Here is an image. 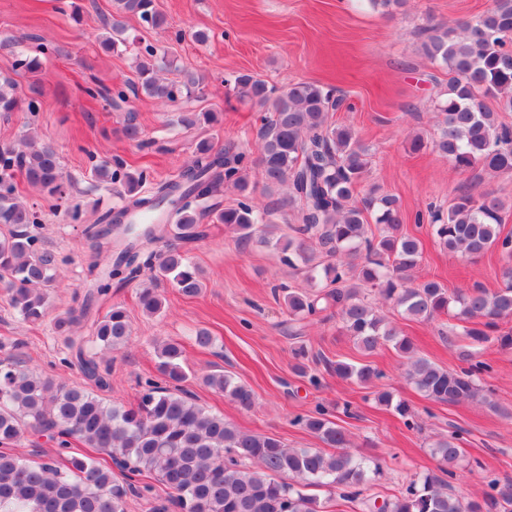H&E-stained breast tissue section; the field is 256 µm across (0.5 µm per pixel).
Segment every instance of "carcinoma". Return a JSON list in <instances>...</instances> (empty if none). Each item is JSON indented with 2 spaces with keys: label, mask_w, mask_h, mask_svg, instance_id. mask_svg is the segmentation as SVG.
Returning a JSON list of instances; mask_svg holds the SVG:
<instances>
[{
  "label": "carcinoma",
  "mask_w": 512,
  "mask_h": 512,
  "mask_svg": "<svg viewBox=\"0 0 512 512\" xmlns=\"http://www.w3.org/2000/svg\"><path fill=\"white\" fill-rule=\"evenodd\" d=\"M115 16L104 22L106 35L100 47L110 52L122 43L125 15L137 17L153 29L168 28L167 15L157 0H114ZM422 49L433 65L452 74L444 97L437 103L441 115L438 138L427 142L417 136L410 149L436 150L461 173L511 174L512 126L498 121L485 109L483 97H494L504 111L512 112V0H493L491 9L457 27L427 24L421 28ZM57 53L48 41L32 53H20L16 67L34 76ZM136 88L161 102L175 103L200 97L202 80L183 70L175 81L160 77L166 56L152 45L140 52ZM81 91L102 98L114 107L125 92L87 85ZM237 99L265 113L259 129L261 146L257 161L239 152L231 157L201 141L196 158L180 179L159 184L149 196L141 195L148 180L143 170H129L119 159L99 160L91 176L99 183H121L125 205L103 218L123 223L131 210L167 212L166 224H132L122 228L128 236L104 272L93 279V293L106 297L112 280L136 278L147 268L155 282L164 280L184 296H196L202 288L198 269L182 246L205 237L201 221L207 214L237 233V243L254 240L281 247L282 260L303 264L307 278L317 284L313 293L290 292L285 297L289 315L296 320L336 309L341 329L356 346L371 354L390 346L407 358L406 382L425 398L439 403H458L477 396L482 374L489 366L463 350L468 366L449 371L417 356L411 337L399 325L365 299L370 288L406 319L432 322L442 315L456 319V335L471 346L498 344L512 347V333H498L499 323L512 320V236L503 234L505 203L491 194L458 193L447 212L430 213L431 229L439 246L450 255L477 258L497 249L505 258L502 284L489 291L480 285L449 291L430 279L413 283L412 273L423 259L419 237L403 230L407 219L398 199L370 192L356 199L370 169V156L355 131L329 121L341 99L315 83L297 82L279 90L252 74L234 77ZM36 84L29 93L17 82L0 76V112L39 110ZM214 123L217 114L183 107L176 122L191 128L199 122ZM258 165L268 189H288L278 209H288L296 226L295 236L274 238L275 209L259 208L249 196L233 207L217 210L210 200L221 184L248 188L247 168ZM27 182L55 206H63L78 218L72 205L71 183L65 179L57 151L27 136L19 145L0 148V288L21 320L36 323L50 311V290L55 287L58 253L46 247L41 233V214L15 194L14 179ZM377 225L372 231L371 224ZM181 245L158 254L147 246L166 235ZM139 305L148 315L159 313L163 298L157 285L139 292ZM88 307L55 316L56 332L64 338L67 356L62 362L76 366L88 380L104 390L110 386L109 369H101L85 340L71 335V327L87 316ZM132 335L127 310L114 304L93 321L91 341L104 350H117ZM177 342L157 349L158 380L141 383L138 400L116 406L81 385H67L27 366L22 342L0 343V512H125L128 495L137 491L140 477L154 475L170 490L155 512H329L333 496L355 502L361 512H512V481L492 480L482 501L450 492V480L464 457L456 432L435 442L431 455L441 464L440 474L414 477L398 495L382 500L366 494L381 475L382 466L372 456L356 454L343 427L320 408L298 415L294 423L336 449L325 454L317 448H290L280 439L245 433L198 404L181 383L189 378ZM336 376L353 379L376 389L377 402L390 407L408 428L417 423L408 405L379 388L384 374L370 364L338 361L331 365ZM203 383L231 398L240 407L254 405L252 390L226 372L210 373ZM28 433L47 436L60 452L54 459L36 462L17 451ZM104 450L108 458L70 453L71 445ZM123 473V482L112 477V467ZM325 488V500L311 493Z\"/></svg>",
  "instance_id": "obj_1"
}]
</instances>
